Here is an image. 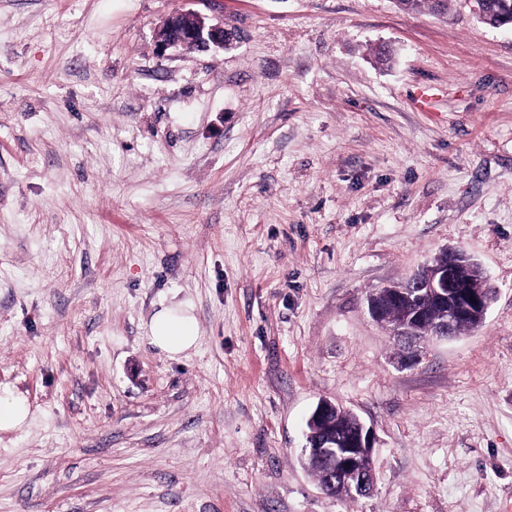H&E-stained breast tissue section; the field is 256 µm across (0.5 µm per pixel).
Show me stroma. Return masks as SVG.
I'll return each mask as SVG.
<instances>
[{
    "label": "stroma",
    "instance_id": "obj_1",
    "mask_svg": "<svg viewBox=\"0 0 512 512\" xmlns=\"http://www.w3.org/2000/svg\"><path fill=\"white\" fill-rule=\"evenodd\" d=\"M234 35L159 50L183 6ZM389 49V61L375 57ZM495 290L408 366L367 299L440 251ZM199 342L153 347L159 304ZM0 512H504L512 28L396 0H0ZM328 399L374 493L322 492ZM28 407L19 397H0V430L21 427L28 417ZM319 403H323L327 407L325 415L316 426L320 438L336 437V434L339 432L348 434L352 431V433L344 441H340L336 437V446L327 445L325 441L322 444L318 442L313 443L311 446L309 441H312V432H307L305 449L318 452L319 454L305 452L307 455L305 458L306 465L316 477L319 486L325 489L324 492L326 494L333 496L342 495L353 499L354 497L349 494L347 485L342 484L338 480L343 478L346 473H358V478L353 487L361 497L371 495L376 483L374 467L370 466L369 469L361 472L360 463L361 458L366 453L370 454L371 462L375 444L373 430L367 427L361 420H359L355 428L358 417L353 412L342 411L335 403L330 401L324 400ZM353 428L355 429L352 430ZM325 448H341L337 453L336 467L328 455L320 453Z\"/></svg>",
    "mask_w": 512,
    "mask_h": 512
}]
</instances>
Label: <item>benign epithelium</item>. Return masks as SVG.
<instances>
[{"mask_svg":"<svg viewBox=\"0 0 512 512\" xmlns=\"http://www.w3.org/2000/svg\"><path fill=\"white\" fill-rule=\"evenodd\" d=\"M159 38L164 50L170 47L222 48L230 40L229 33L224 31V24H208L192 9H181L167 18L160 29ZM446 253L448 261L436 266L429 280L423 282L417 275L409 280L414 295L421 297L428 291L436 296L439 303L453 306L433 322V329L429 333L431 337L452 335L456 320L486 314L492 300L486 278L470 280L463 276L466 255L449 249ZM374 444L373 430L361 421L346 440L336 441L339 448L336 479L343 478L347 473L358 474L353 487L362 497L371 495L376 483L374 468L360 470L361 458L373 453Z\"/></svg>","mask_w":512,"mask_h":512,"instance_id":"benign-epithelium-1","label":"benign epithelium"}]
</instances>
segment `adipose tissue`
<instances>
[{
	"label": "adipose tissue",
	"instance_id": "1",
	"mask_svg": "<svg viewBox=\"0 0 512 512\" xmlns=\"http://www.w3.org/2000/svg\"><path fill=\"white\" fill-rule=\"evenodd\" d=\"M147 334L150 344L171 359L180 358L199 341L194 317L188 311L169 305L160 306L154 312Z\"/></svg>",
	"mask_w": 512,
	"mask_h": 512
}]
</instances>
